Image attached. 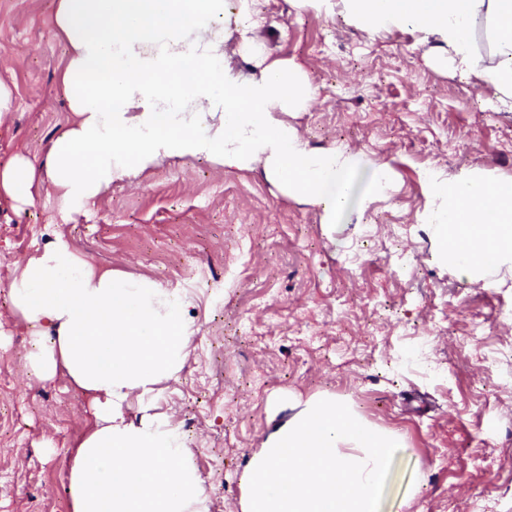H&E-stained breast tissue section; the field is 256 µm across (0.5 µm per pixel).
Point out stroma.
Here are the masks:
<instances>
[{"mask_svg": "<svg viewBox=\"0 0 512 512\" xmlns=\"http://www.w3.org/2000/svg\"><path fill=\"white\" fill-rule=\"evenodd\" d=\"M58 0H0V170H35L34 200L0 196V512H55L70 499L72 451L93 426L91 401L63 374L34 379L8 284L56 239L91 263L178 290L191 334L154 414L181 428L209 512H242L245 469L311 398L334 396L398 432L380 512H512V268L487 287L439 257L421 216L430 168L512 179V112L423 57L420 32L368 37L307 0H255L251 37L302 66L316 94L290 124L313 148L360 163L335 226L282 193L262 167L234 171L169 158L112 183L90 211L54 220L45 178L72 124L70 46ZM389 164L388 198L363 205L371 165ZM413 257L394 274L390 253ZM490 454L494 471L479 459Z\"/></svg>", "mask_w": 512, "mask_h": 512, "instance_id": "stroma-1", "label": "stroma"}]
</instances>
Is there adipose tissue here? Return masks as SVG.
I'll return each mask as SVG.
<instances>
[{"label": "adipose tissue", "mask_w": 512, "mask_h": 512, "mask_svg": "<svg viewBox=\"0 0 512 512\" xmlns=\"http://www.w3.org/2000/svg\"><path fill=\"white\" fill-rule=\"evenodd\" d=\"M368 35L415 27L440 47L435 60L479 84L512 112V0H314ZM251 0H58L55 22L71 48L66 78L75 114L54 142L46 177L61 215L87 210L116 179L171 157L237 171L262 166L287 194L335 223L357 168L336 148L309 147L286 117L313 91L302 68L276 60L244 78L224 53V20L250 30ZM492 33L482 51L474 25ZM422 219L438 227L442 253L468 281L488 264L512 265V179L423 175ZM12 309L32 330L26 355L37 379L65 368L90 394L95 427L70 471L73 512H208L184 462L179 433L153 415L157 385L177 374L188 335L177 291L78 257L62 241L27 259L9 285ZM137 395L142 416L122 408Z\"/></svg>", "instance_id": "obj_1"}]
</instances>
